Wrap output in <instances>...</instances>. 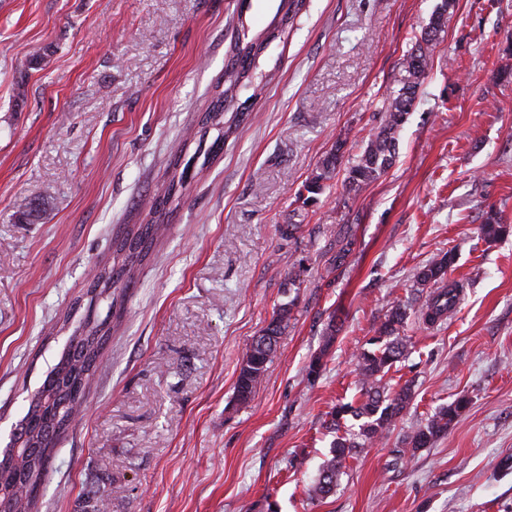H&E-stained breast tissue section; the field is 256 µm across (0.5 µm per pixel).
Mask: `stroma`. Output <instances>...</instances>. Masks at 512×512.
I'll return each mask as SVG.
<instances>
[{
  "mask_svg": "<svg viewBox=\"0 0 512 512\" xmlns=\"http://www.w3.org/2000/svg\"><path fill=\"white\" fill-rule=\"evenodd\" d=\"M439 2L305 0L259 55L272 80L240 90L246 120L126 288L38 512H81L101 479L119 488L109 512H512V236L479 232L490 211L512 224V76L497 74L512 66V0H454L392 166L344 185ZM279 6L0 0V449L77 327L92 270L148 220L170 160L199 133L231 46L271 32ZM339 141L332 178L302 206ZM291 223L300 232L283 237ZM451 249L458 306L410 324L413 352L387 376L413 383L407 413L346 459L333 493L310 498L330 414L359 388L357 353L416 270ZM286 303L266 372L239 401L243 356ZM461 395L447 434L392 467L404 438Z\"/></svg>",
  "mask_w": 512,
  "mask_h": 512,
  "instance_id": "35a3bbf8",
  "label": "stroma"
}]
</instances>
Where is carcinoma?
Wrapping results in <instances>:
<instances>
[{"label": "carcinoma", "instance_id": "1", "mask_svg": "<svg viewBox=\"0 0 512 512\" xmlns=\"http://www.w3.org/2000/svg\"><path fill=\"white\" fill-rule=\"evenodd\" d=\"M454 0H442L433 13L429 25L415 48L400 63L398 88L387 93L381 107V123L369 138L354 164L346 169L344 182L351 189L378 179L392 165L398 147V133L406 123L416 105L419 89L424 82L427 69V53L436 37L443 32L448 10ZM287 9L276 32L264 39L235 43L229 52L224 69V90L220 91L209 110L202 114L201 128L217 131L216 140L224 141L226 135L224 114L234 101L238 89L251 82L256 59L269 40L285 32L286 27L303 5V0H287ZM344 144L336 142L333 152L321 162L319 172L304 186L306 194L299 195L302 206L317 201L324 189V181L331 179ZM195 157L171 162V173L165 186L153 199L150 219L145 224H135L124 235L112 243V264L102 268L97 278L112 275V288L128 285L136 278L144 261L152 252L160 231L165 227L166 216L173 210V203L186 190L185 174ZM482 232L486 239L495 240L512 232V226L491 214L487 216ZM456 262V254L450 250L428 264L420 267L415 274V288L408 300L396 302L381 321L375 335L367 340L369 348L356 357L360 370V398L357 403H339L331 413L329 429L338 433L329 454L323 461L311 492L316 497H326L338 485L343 461L360 448H368L387 437L391 427L403 416L413 399L411 385L404 384L392 391L383 382L385 375L397 362L406 358L411 345L405 335L407 320L414 316L427 325H434L447 317L458 300L457 287L438 288L436 284L446 279L448 271ZM109 301L107 317L97 314L98 305ZM123 297L106 289L89 288L75 301L83 310L81 322L69 337L61 360L47 373L42 386L33 398L31 408L25 415L20 437L26 454L19 467L7 463L0 468V483L13 491L15 499L9 501L10 512H31L37 496L48 477V468L54 449L45 444L50 435L60 438L56 430L70 426V412L86 392L97 368L100 352L109 332V317L117 316L123 306ZM292 306L276 309L268 322L251 343L244 355L236 380V396L246 401L265 374L266 366L274 352L278 338L285 329ZM468 400L460 397L440 407L427 422L415 429L405 440L412 452L428 448L448 431V427L467 407ZM360 421L358 431L340 433L341 421L346 416Z\"/></svg>", "mask_w": 512, "mask_h": 512}]
</instances>
